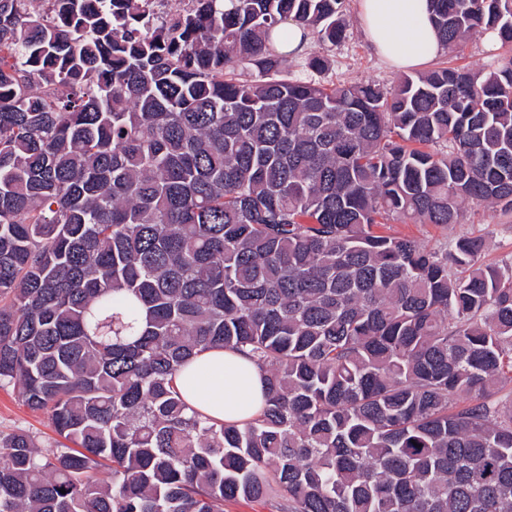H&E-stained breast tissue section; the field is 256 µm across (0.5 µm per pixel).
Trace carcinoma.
Wrapping results in <instances>:
<instances>
[{
	"label": "carcinoma",
	"instance_id": "carcinoma-1",
	"mask_svg": "<svg viewBox=\"0 0 512 512\" xmlns=\"http://www.w3.org/2000/svg\"><path fill=\"white\" fill-rule=\"evenodd\" d=\"M0 0V512H512V266L389 222L512 210V56L298 79L293 20L346 0ZM446 55L512 44V0H429ZM265 373L242 425L189 410L185 359ZM109 467L110 479L97 472ZM484 35L485 32H479L466 41L463 51L455 60L457 65H467L474 70L489 71L497 66L502 57L510 54V48L508 46L502 47L494 32L486 34V43L489 46L497 41L495 46L489 49L485 43ZM18 430L31 434L42 449L55 448L56 440H61L54 433L47 413L29 410L18 400L12 388L0 389V434Z\"/></svg>",
	"mask_w": 512,
	"mask_h": 512
}]
</instances>
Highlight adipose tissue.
I'll use <instances>...</instances> for the list:
<instances>
[{"instance_id": "1", "label": "adipose tissue", "mask_w": 512, "mask_h": 512, "mask_svg": "<svg viewBox=\"0 0 512 512\" xmlns=\"http://www.w3.org/2000/svg\"><path fill=\"white\" fill-rule=\"evenodd\" d=\"M359 22L371 49L395 70L426 67L443 51L428 0H360ZM175 384L190 407L230 424L250 420L265 402L264 372L228 349L194 356Z\"/></svg>"}]
</instances>
